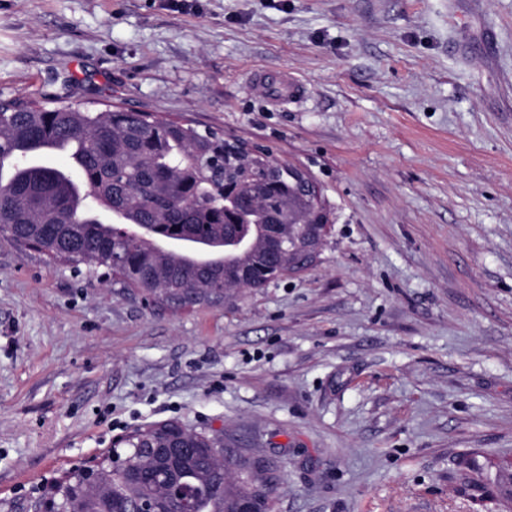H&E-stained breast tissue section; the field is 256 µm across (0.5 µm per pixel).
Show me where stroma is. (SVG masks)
<instances>
[{"label": "stroma", "instance_id": "35a3bbf8", "mask_svg": "<svg viewBox=\"0 0 512 512\" xmlns=\"http://www.w3.org/2000/svg\"><path fill=\"white\" fill-rule=\"evenodd\" d=\"M0 97L267 148L329 214L308 270L191 311L0 237V512L169 419L270 463L275 512H500L512 0H0ZM253 85L260 91H269L273 97L278 99H285L289 96H294L300 92V88L289 77L288 73L283 72L278 75L277 84L270 86L267 83V78L263 75L255 74L253 76Z\"/></svg>", "mask_w": 512, "mask_h": 512}]
</instances>
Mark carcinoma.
<instances>
[{
	"instance_id": "cac0c4a2",
	"label": "carcinoma",
	"mask_w": 512,
	"mask_h": 512,
	"mask_svg": "<svg viewBox=\"0 0 512 512\" xmlns=\"http://www.w3.org/2000/svg\"><path fill=\"white\" fill-rule=\"evenodd\" d=\"M227 146L148 112L0 100V235L184 309L221 305L306 270L305 252L288 251V223L310 245L329 219L314 191L300 190L301 169L240 144L232 168L207 166ZM54 153L67 164L49 163ZM135 224L145 227L139 237L119 231ZM182 239L203 250L172 246ZM176 436L188 445L179 484L193 512H239L244 501L273 512L272 477L260 463L229 454L223 434L179 420L136 428L118 441L122 448L67 472L42 509L136 512L153 499L159 512H181L169 491L172 469L157 453ZM128 456L138 459L135 473Z\"/></svg>"
}]
</instances>
